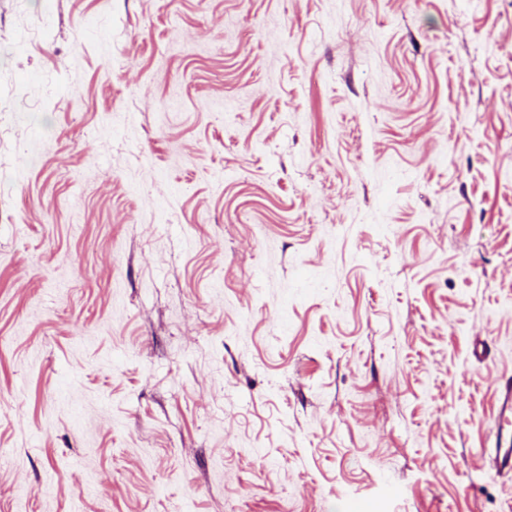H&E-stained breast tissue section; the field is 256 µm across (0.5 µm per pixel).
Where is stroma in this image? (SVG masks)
Returning a JSON list of instances; mask_svg holds the SVG:
<instances>
[{"label": "stroma", "instance_id": "35a3bbf8", "mask_svg": "<svg viewBox=\"0 0 512 512\" xmlns=\"http://www.w3.org/2000/svg\"><path fill=\"white\" fill-rule=\"evenodd\" d=\"M506 0H0V512H512ZM496 418L500 436L487 460L499 470L512 472V385L508 380L498 388Z\"/></svg>", "mask_w": 512, "mask_h": 512}]
</instances>
